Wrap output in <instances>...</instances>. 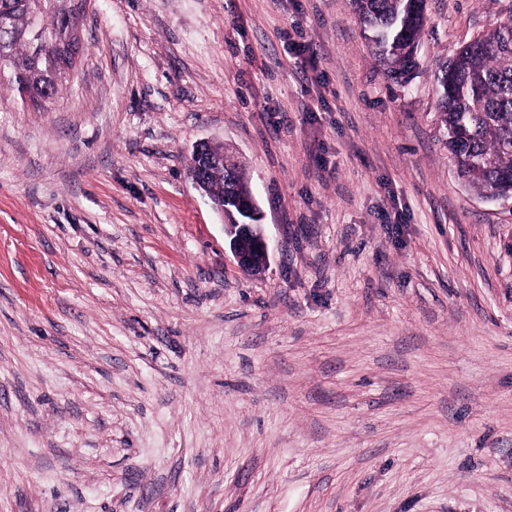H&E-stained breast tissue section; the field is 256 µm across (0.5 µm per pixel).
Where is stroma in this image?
I'll use <instances>...</instances> for the list:
<instances>
[{"label":"stroma","mask_w":512,"mask_h":512,"mask_svg":"<svg viewBox=\"0 0 512 512\" xmlns=\"http://www.w3.org/2000/svg\"><path fill=\"white\" fill-rule=\"evenodd\" d=\"M511 17L426 0L404 84L351 0H92L45 108L0 87V512H512V198L437 92ZM207 173L206 187L210 192V197L220 200L222 205L224 203V206L228 203L226 198L249 196L253 193L242 167L238 164L231 173L224 172L221 168L215 167H210ZM239 209L253 219H244L236 224H223L224 234L229 241L230 251L238 268L248 273H260L269 262V244L265 224L255 202V197L243 198Z\"/></svg>","instance_id":"obj_1"}]
</instances>
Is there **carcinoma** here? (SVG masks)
<instances>
[{"label":"carcinoma","mask_w":512,"mask_h":512,"mask_svg":"<svg viewBox=\"0 0 512 512\" xmlns=\"http://www.w3.org/2000/svg\"><path fill=\"white\" fill-rule=\"evenodd\" d=\"M71 0H0V84L20 100L46 103L65 80L56 46L68 37ZM378 36L376 55L404 83L417 68L412 48L424 25L425 0H351ZM441 121L459 175L483 197L512 195V17L470 41L453 67L437 76ZM206 187L223 200L248 196L242 167H211Z\"/></svg>","instance_id":"carcinoma-1"}]
</instances>
